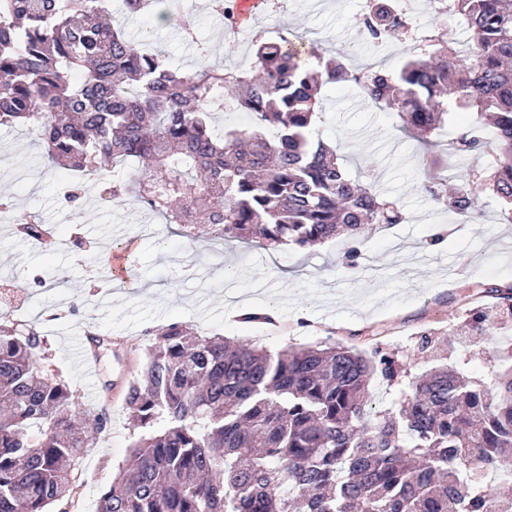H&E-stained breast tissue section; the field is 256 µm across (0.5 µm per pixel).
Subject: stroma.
<instances>
[{
	"mask_svg": "<svg viewBox=\"0 0 512 512\" xmlns=\"http://www.w3.org/2000/svg\"><path fill=\"white\" fill-rule=\"evenodd\" d=\"M367 6L368 0H260L251 26L234 40L225 36L210 0L184 4L196 19L191 40L175 20L124 16L122 0H112V14L133 39L149 38L169 65L191 68L199 41L210 45L211 63L228 66L249 56L256 37L282 32L322 40L338 51L359 36ZM324 109L318 134L335 148L347 174L396 201L405 214L402 223L368 229L356 278L340 264L347 247L340 239L307 251L243 247L216 265L206 235L190 240L162 222L142 223L134 205L106 211L92 191L83 203L67 204L55 185L59 170L34 135L0 127V166L16 169L0 187L13 201L8 225L0 226V314L23 310L27 323L44 335L45 367L82 407L105 405L112 413L109 430L83 453L72 512H95L125 462L134 440L125 383L140 372L151 331L187 323L272 352L320 342L358 350L378 343L415 376L431 364L417 349L422 331L454 333L465 310L488 304L486 288L512 285V223L499 202L485 197L480 217L462 223L424 189L426 181L465 172L468 160L442 149L426 154L417 138L401 130L397 113L374 106L355 84L328 88ZM34 215L58 236L95 243L97 253L128 251V282L96 285L87 251L20 240L11 223ZM441 224L453 227L446 245L426 249ZM36 269L65 279L66 287H31L28 275ZM271 307L274 320L244 319ZM86 328L102 333L107 344L84 356L76 333Z\"/></svg>",
	"mask_w": 512,
	"mask_h": 512,
	"instance_id": "35a3bbf8",
	"label": "stroma"
}]
</instances>
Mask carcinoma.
<instances>
[{
	"instance_id": "carcinoma-1",
	"label": "carcinoma",
	"mask_w": 512,
	"mask_h": 512,
	"mask_svg": "<svg viewBox=\"0 0 512 512\" xmlns=\"http://www.w3.org/2000/svg\"><path fill=\"white\" fill-rule=\"evenodd\" d=\"M129 12L170 16L168 0H123ZM110 0H0V126L32 130L65 170L66 202L88 185L194 239L198 202L214 240L305 250L368 224H400L397 203L350 178L318 136L324 88L363 81L420 141L455 110L475 120L451 142L473 164L449 199L455 214L495 196L512 220V0H449L469 38L459 48L436 31L395 71L355 72L317 41L262 38L250 66L173 68L158 50L104 20ZM361 31L376 48L407 32L389 0H372ZM248 114L216 131L226 100ZM135 160L143 174L112 176ZM35 241L48 226L15 225ZM495 316L512 321V287L490 288ZM490 314L467 310L468 335L485 337ZM44 338L0 322V512H54L78 494L82 450L112 422L107 406L79 409L66 384L41 368ZM418 351L438 361L399 406L376 410V373L400 382L392 352L341 343L275 354L201 334L183 323L157 330L125 404L139 432L97 512H512V495L487 476L509 466L512 345L491 379L470 378L468 355L436 329Z\"/></svg>"
}]
</instances>
